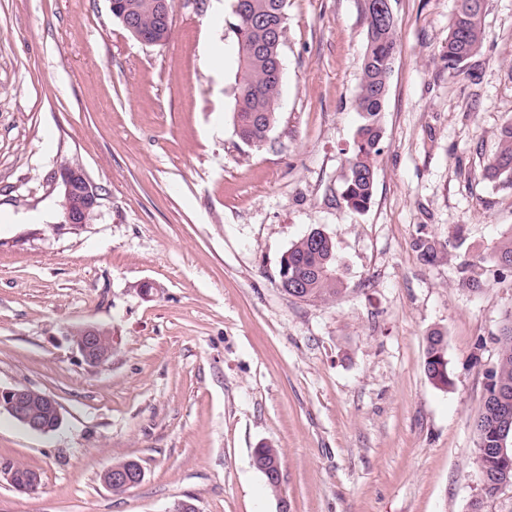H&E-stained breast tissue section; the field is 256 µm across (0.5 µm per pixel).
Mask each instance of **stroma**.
I'll list each match as a JSON object with an SVG mask.
<instances>
[{"mask_svg":"<svg viewBox=\"0 0 512 512\" xmlns=\"http://www.w3.org/2000/svg\"><path fill=\"white\" fill-rule=\"evenodd\" d=\"M146 46L109 0H0V387L51 396L62 422L0 411V512H512L486 496L473 420L512 276L481 291L460 265L512 232V189L484 179L512 122V0H486L481 52L442 55L457 0H392L397 49L373 200L342 197L366 41L360 0H288L279 121L261 147L232 120V0H174ZM224 65L214 68L213 55ZM80 165L102 199L61 222L54 175ZM332 236L342 292L277 285L293 242ZM458 241L436 262L418 237ZM112 332L92 367L71 333ZM441 331L451 383L426 375ZM277 448L271 492L255 448ZM141 465L121 495L113 463Z\"/></svg>","mask_w":512,"mask_h":512,"instance_id":"obj_1","label":"stroma"}]
</instances>
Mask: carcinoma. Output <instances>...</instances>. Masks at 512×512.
Returning <instances> with one entry per match:
<instances>
[{"label": "carcinoma", "mask_w": 512, "mask_h": 512, "mask_svg": "<svg viewBox=\"0 0 512 512\" xmlns=\"http://www.w3.org/2000/svg\"><path fill=\"white\" fill-rule=\"evenodd\" d=\"M120 7L136 16L139 27L162 35L167 32L150 7L149 0H118ZM379 0H361L366 22V44L361 63V80L355 100L362 123L356 131L348 158V173L342 192L347 206L363 211L371 202L377 158L382 152L380 113L388 93L389 78L397 47L396 21L375 10ZM247 13L232 10L233 31L238 45V67L234 78L235 94H244L243 105L235 108L234 124L240 139L247 145H263L278 118L280 77L276 61L282 59L287 0H247ZM484 0H459L448 28L444 56L448 68L457 70L474 57L484 41ZM484 177L503 187L512 188V123L500 132L497 152L484 168ZM413 247L421 260L431 263L437 247L418 238ZM288 273L278 275L281 291L303 302H323L342 291L338 260L330 235L303 236L288 249ZM512 273V235L499 241L490 252L462 264L468 285L475 291L483 285L485 265ZM500 354L496 366L487 373L486 391L490 395L482 416L474 420V429L491 425L506 414L508 434H512V321L505 324L496 338ZM425 370L428 378L442 386L450 385L444 338L438 331L427 336ZM512 482V470L505 472L496 465L489 467L485 493L492 495L504 480Z\"/></svg>", "instance_id": "cac0c4a2"}]
</instances>
